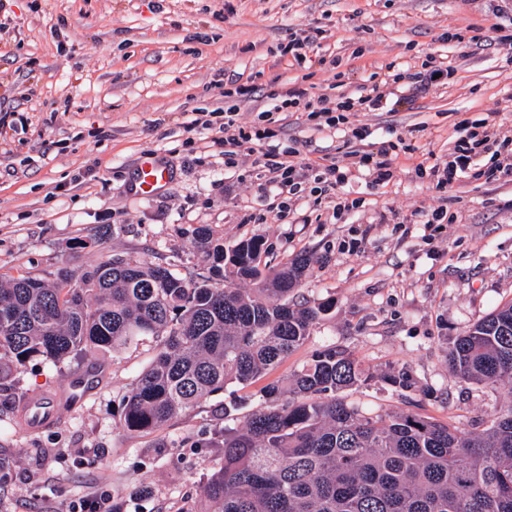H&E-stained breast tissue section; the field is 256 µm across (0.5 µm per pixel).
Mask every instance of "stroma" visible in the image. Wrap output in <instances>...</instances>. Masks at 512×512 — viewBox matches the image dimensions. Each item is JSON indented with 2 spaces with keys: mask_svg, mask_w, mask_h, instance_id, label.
Returning a JSON list of instances; mask_svg holds the SVG:
<instances>
[{
  "mask_svg": "<svg viewBox=\"0 0 512 512\" xmlns=\"http://www.w3.org/2000/svg\"><path fill=\"white\" fill-rule=\"evenodd\" d=\"M512 23V0H13L0 13V104L14 105L0 128V275L48 277L81 272L104 256L165 263L192 278L199 227L230 246L251 237L277 267L305 254L310 264L294 301L328 312L308 340L251 385H228L155 432H131L122 399L157 353L155 339L119 355L89 352L58 362L34 359L0 381V448L13 456L0 481V512H202L201 487L222 463L216 446L222 407L242 401L237 420L325 346L349 352L373 375L345 390L369 414L410 410L483 429L504 402L506 385L459 382L445 349L474 322L512 301V180L469 178L438 189L425 169L448 159L464 120L495 113L512 129V62L506 50L474 52L442 42L450 29ZM320 29L302 65L280 51L293 32ZM454 58L456 73L425 96L400 94L392 111L354 108L336 130L298 112L269 145L298 149L302 163L337 158L349 169L342 191L302 194L288 218L282 200L240 155L224 163L217 140L222 111L259 122L256 105H235L214 80L230 72L261 74L270 89L315 87L352 95L386 65H421L427 48ZM350 78L337 85L329 59ZM214 129L189 132L196 113ZM405 142L392 152L394 177L372 183L361 156L377 152L387 128ZM157 155L170 183L143 198L132 182L140 156ZM447 207L454 220L427 224ZM409 370L411 389L387 374ZM56 400L53 423L27 432L16 425L18 395Z\"/></svg>",
  "mask_w": 512,
  "mask_h": 512,
  "instance_id": "obj_1",
  "label": "stroma"
}]
</instances>
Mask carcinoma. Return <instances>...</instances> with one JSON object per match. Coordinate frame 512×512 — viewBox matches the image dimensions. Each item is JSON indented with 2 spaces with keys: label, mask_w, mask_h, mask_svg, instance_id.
Listing matches in <instances>:
<instances>
[{
  "label": "carcinoma",
  "mask_w": 512,
  "mask_h": 512,
  "mask_svg": "<svg viewBox=\"0 0 512 512\" xmlns=\"http://www.w3.org/2000/svg\"><path fill=\"white\" fill-rule=\"evenodd\" d=\"M196 242L209 275L189 280L120 255L78 278L66 267L51 282L0 276V379L33 358L115 355L150 336L158 352L123 397L122 424L152 432L283 362L327 311L288 303L308 258L265 271L258 238L227 257L204 227ZM448 362L464 383H512V301L455 337ZM371 378L327 347L266 386L243 425L224 426L203 512H512V402L465 432L414 412L368 415L339 396Z\"/></svg>",
  "instance_id": "cac0c4a2"
}]
</instances>
